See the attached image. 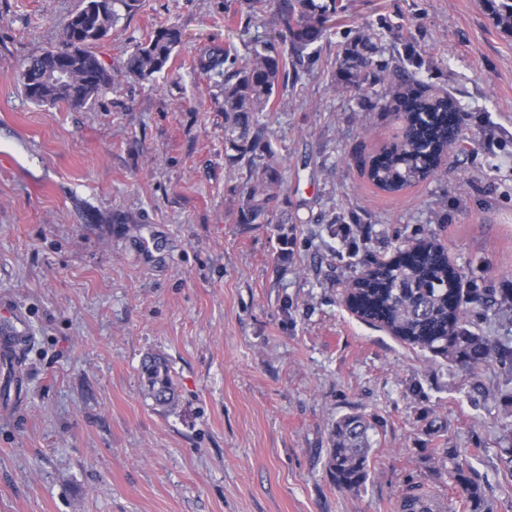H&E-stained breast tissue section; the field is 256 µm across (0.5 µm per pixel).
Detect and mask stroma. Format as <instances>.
Listing matches in <instances>:
<instances>
[{
  "label": "stroma",
  "mask_w": 512,
  "mask_h": 512,
  "mask_svg": "<svg viewBox=\"0 0 512 512\" xmlns=\"http://www.w3.org/2000/svg\"><path fill=\"white\" fill-rule=\"evenodd\" d=\"M343 3L319 67L267 117L284 221L237 224L245 171L224 141L223 86L194 61L243 47L245 26L272 27L271 14L247 23L224 0H143L94 51L113 71L175 24L184 41L167 71L73 109L31 103L18 75L60 46L83 0H0V303L32 328L22 392L0 369V512H400L418 494L464 512L432 455L444 446L466 454L493 512H512L499 462L512 372L493 360L471 375L344 298L363 270L346 237L385 260L433 238L486 292L470 329L512 338V35L478 0ZM382 16L411 25L419 80L480 132L396 194L361 160L399 120L332 77L344 33ZM152 355L170 367L173 407L142 373ZM350 413L378 420L357 494L326 468Z\"/></svg>",
  "instance_id": "obj_1"
}]
</instances>
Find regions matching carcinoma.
<instances>
[{
  "label": "carcinoma",
  "mask_w": 512,
  "mask_h": 512,
  "mask_svg": "<svg viewBox=\"0 0 512 512\" xmlns=\"http://www.w3.org/2000/svg\"><path fill=\"white\" fill-rule=\"evenodd\" d=\"M139 5L140 0H84L63 27L62 45L75 51H59L53 57L42 52L24 64L19 82L27 99L72 108L92 104L113 81L112 72L93 52L99 43L97 32L112 29L119 19L118 7L130 13ZM484 5L494 25L512 34V0H484ZM343 8L342 0H241L246 17L268 11L282 29L255 33L243 56L226 45L202 52L194 62L201 73L222 80L225 140L235 151L237 163L246 169L234 223L276 220L283 167L275 158L262 117L278 106L281 92L296 83L300 73L318 66L326 23ZM388 35L405 53L402 65L393 70L381 45ZM182 37L176 25L159 27L136 44L123 64L124 73L148 79L165 72ZM423 64L414 51L411 27L383 18L377 30L347 32L337 44L334 79L346 91L358 94L362 107L399 112L404 118L402 140L382 147L367 168L369 180L390 194L428 179L448 154V139H461L462 123L448 125V112L458 111V102L449 95L434 99L421 89L417 74ZM363 261L375 269L354 280L347 291L350 309L362 320L473 375L492 359L512 367L511 345L468 328L465 309L481 301L482 294L477 288H462V275L448 264L443 247L423 241L407 261L383 264L369 253ZM142 372L158 404L175 402V387L163 359H145ZM375 429L376 423L362 413L336 421L327 466L339 490L357 494L366 485ZM503 441L499 461L512 475V423L504 426ZM435 455L463 508L489 512L484 487L473 477L467 456L457 448H437Z\"/></svg>",
  "instance_id": "cac0c4a2"
}]
</instances>
